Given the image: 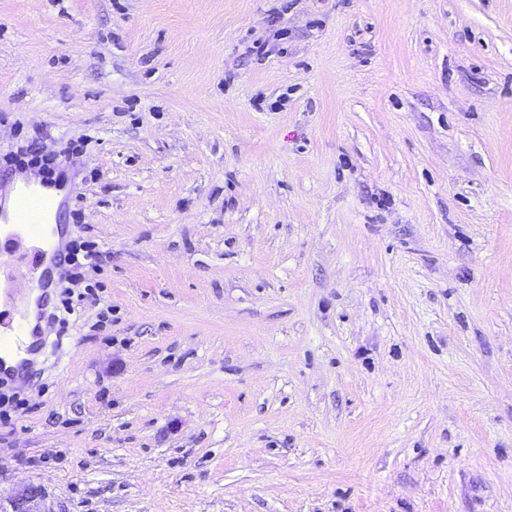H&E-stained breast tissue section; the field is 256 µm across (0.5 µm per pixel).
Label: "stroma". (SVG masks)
Returning a JSON list of instances; mask_svg holds the SVG:
<instances>
[{
  "label": "stroma",
  "mask_w": 512,
  "mask_h": 512,
  "mask_svg": "<svg viewBox=\"0 0 512 512\" xmlns=\"http://www.w3.org/2000/svg\"><path fill=\"white\" fill-rule=\"evenodd\" d=\"M31 142L100 291L1 498L512 512V0H0Z\"/></svg>",
  "instance_id": "35a3bbf8"
}]
</instances>
